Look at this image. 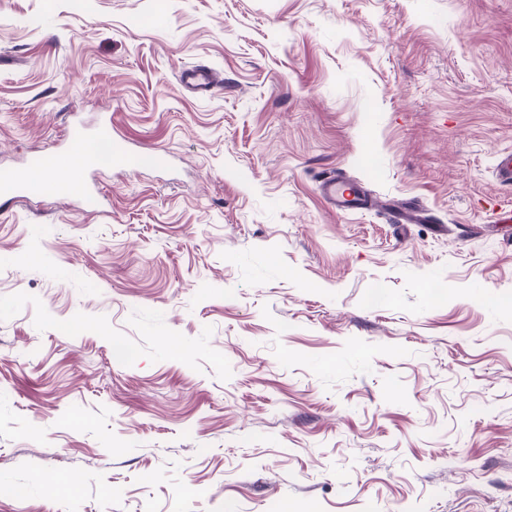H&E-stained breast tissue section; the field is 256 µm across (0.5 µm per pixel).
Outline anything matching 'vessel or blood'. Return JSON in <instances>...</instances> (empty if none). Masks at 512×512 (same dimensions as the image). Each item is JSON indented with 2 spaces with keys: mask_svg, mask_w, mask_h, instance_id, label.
Wrapping results in <instances>:
<instances>
[{
  "mask_svg": "<svg viewBox=\"0 0 512 512\" xmlns=\"http://www.w3.org/2000/svg\"><path fill=\"white\" fill-rule=\"evenodd\" d=\"M112 129L101 125L89 130L83 127L74 128L70 135L68 151L81 155L83 162L66 172L56 181H47L40 185H32L29 181L27 169H20L0 175V201L14 204L26 199L35 192L48 193L54 196H71L90 193L91 188L85 181V168L89 165L103 164L104 159L101 148L110 143ZM323 198L331 208L339 211L368 210L372 204L370 198L354 186H347L336 181L335 178L326 177L320 182Z\"/></svg>",
  "mask_w": 512,
  "mask_h": 512,
  "instance_id": "b4317fda",
  "label": "vessel or blood"
}]
</instances>
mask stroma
<instances>
[{
    "instance_id": "35a3bbf8",
    "label": "stroma",
    "mask_w": 512,
    "mask_h": 512,
    "mask_svg": "<svg viewBox=\"0 0 512 512\" xmlns=\"http://www.w3.org/2000/svg\"><path fill=\"white\" fill-rule=\"evenodd\" d=\"M79 122L164 162L0 207V512H512V0H0V171ZM320 189L323 198L334 210L365 211L373 204V201L364 196L354 185L347 186L345 184H341L332 177L323 178L320 181Z\"/></svg>"
}]
</instances>
